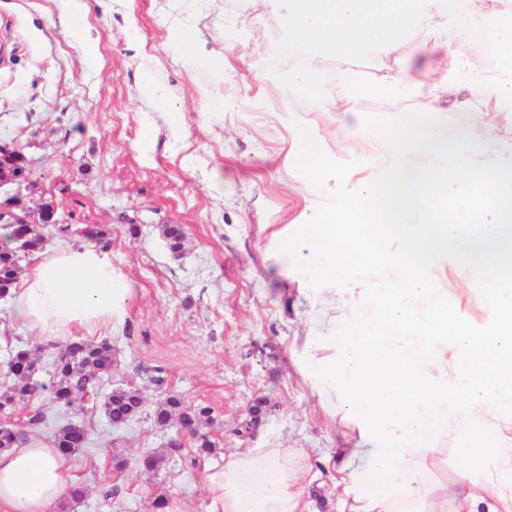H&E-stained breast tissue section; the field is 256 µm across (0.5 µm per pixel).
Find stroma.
Segmentation results:
<instances>
[{"label": "stroma", "instance_id": "1", "mask_svg": "<svg viewBox=\"0 0 512 512\" xmlns=\"http://www.w3.org/2000/svg\"><path fill=\"white\" fill-rule=\"evenodd\" d=\"M82 31H73L63 0H0V140L17 142L31 162V212L51 204L64 222L109 232L113 264L129 278L135 299L127 320L103 330L116 366L110 388L138 387L142 413L116 429L101 404L65 411L42 396L51 441L68 421L89 435L69 457L85 498L71 512H155L157 496L203 512L205 471L238 448H297L320 473L317 512H340L338 470L325 457L353 447L349 425L326 413L291 360L298 338L326 327L300 298L296 276L281 278L266 261L265 225L301 224L325 203L298 191L291 175L290 137L283 107L318 124L337 166L363 179L379 162L373 144L354 134L355 118L397 125L410 120L405 100H359L358 116L308 112L264 78L263 59L278 56L286 34L266 0H88ZM192 18L203 53L226 61L242 96L220 118L205 114L202 97L223 99L209 69L166 48L178 20ZM385 59L369 56L344 74L328 69L323 92L343 98L354 83L374 82ZM166 92L182 114L174 133L150 87ZM180 224L188 242L173 258L162 235ZM33 344L10 298L0 299V386L11 382V350ZM163 385H155V377ZM212 409L216 447L190 465L189 448L167 453L168 431L153 410L166 393ZM268 411L256 431L239 436L258 401ZM123 453L125 471L112 468ZM166 453L156 472L140 456ZM120 488L104 498L107 485Z\"/></svg>", "mask_w": 512, "mask_h": 512}]
</instances>
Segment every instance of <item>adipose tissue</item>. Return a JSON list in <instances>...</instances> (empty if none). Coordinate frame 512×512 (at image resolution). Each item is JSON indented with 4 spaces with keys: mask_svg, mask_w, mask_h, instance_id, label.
<instances>
[{
    "mask_svg": "<svg viewBox=\"0 0 512 512\" xmlns=\"http://www.w3.org/2000/svg\"><path fill=\"white\" fill-rule=\"evenodd\" d=\"M289 34L287 59H268L264 74L311 112H355L362 98L412 92L418 119L388 130L358 123L377 143L381 167L365 188H352L323 148L315 126L293 123L292 176L299 190L339 196L340 207L303 224L273 227L266 249L281 277L305 282L317 319L335 308L325 283L343 282L357 265L376 278L343 287L346 324L304 337L294 363L328 413L343 411L369 468L344 471L336 487L348 512H512V287H490L512 268V140L493 128L446 131L447 101L512 112V9L502 0H268ZM496 65L470 69L462 49L473 35ZM420 53L444 52L451 69L410 83L404 68L358 83L337 103L321 91L324 63L387 57L407 39ZM168 44L223 80V62L204 56L190 20ZM495 153L501 162L476 164ZM464 218L457 232L448 226ZM453 259L470 289L489 305L487 334L448 308L435 264ZM15 308L37 344L89 338L129 315L133 290L96 245L43 251L20 288ZM456 438L453 482L430 479L423 451ZM294 448H246L207 469L205 512H304L307 468H293ZM483 476L475 484V476ZM71 480L66 457L33 440L0 451V512H56Z\"/></svg>",
    "mask_w": 512,
    "mask_h": 512,
    "instance_id": "obj_1",
    "label": "adipose tissue"
}]
</instances>
